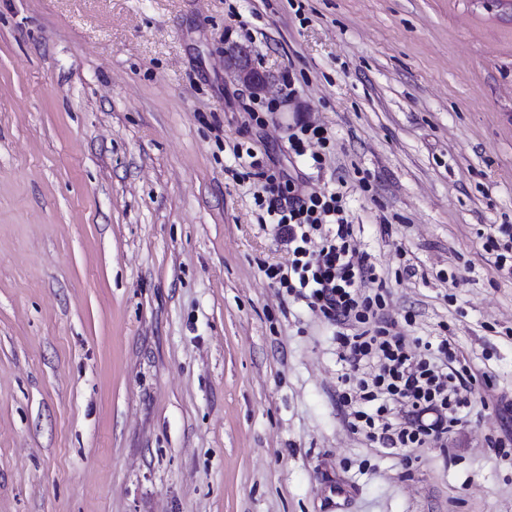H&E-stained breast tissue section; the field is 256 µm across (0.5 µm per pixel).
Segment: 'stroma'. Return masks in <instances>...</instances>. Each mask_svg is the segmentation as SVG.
I'll list each match as a JSON object with an SVG mask.
<instances>
[{"label":"stroma","instance_id":"stroma-1","mask_svg":"<svg viewBox=\"0 0 512 512\" xmlns=\"http://www.w3.org/2000/svg\"><path fill=\"white\" fill-rule=\"evenodd\" d=\"M237 44L276 111L225 69ZM301 117L322 168L289 148ZM238 144L344 187L399 330L452 336L479 380L447 442L348 429L336 327L264 277L288 255ZM493 224L512 0H0V512H512Z\"/></svg>","mask_w":512,"mask_h":512}]
</instances>
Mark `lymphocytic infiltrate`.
<instances>
[{
  "label": "lymphocytic infiltrate",
  "instance_id": "lymphocytic-infiltrate-1",
  "mask_svg": "<svg viewBox=\"0 0 512 512\" xmlns=\"http://www.w3.org/2000/svg\"><path fill=\"white\" fill-rule=\"evenodd\" d=\"M340 189L305 190L293 178L266 175L255 199L276 215L274 232L288 265L264 266L272 284L288 289L336 326L345 422L392 454L447 439L469 407L461 388L476 376L450 337L432 336L413 351L385 312L386 283L354 245V226ZM375 294H367L368 284Z\"/></svg>",
  "mask_w": 512,
  "mask_h": 512
}]
</instances>
